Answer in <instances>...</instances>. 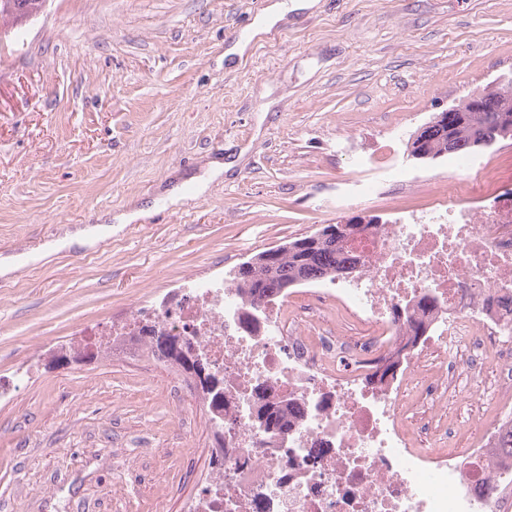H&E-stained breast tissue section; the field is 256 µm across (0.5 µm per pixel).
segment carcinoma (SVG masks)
Returning a JSON list of instances; mask_svg holds the SVG:
<instances>
[{"mask_svg":"<svg viewBox=\"0 0 512 512\" xmlns=\"http://www.w3.org/2000/svg\"><path fill=\"white\" fill-rule=\"evenodd\" d=\"M498 112H464L456 128L449 134L434 133L430 137L412 143V153H421L430 160L469 152L497 124ZM347 239L338 233L315 232L294 239L278 249H264L256 253L247 262L238 266L232 280L235 287L244 294L257 299L285 296L288 289L320 276L343 275L357 267L358 261L346 248ZM434 308L428 298H421L414 306L416 316L396 313L403 317L408 334L395 338L389 355L391 363L384 376L370 374V378L384 381L385 376L394 375L398 366L407 358L404 350L415 347L420 336L427 331L426 314ZM142 345L159 358L178 368L179 371L196 379V385L202 392H211L215 380L208 372L207 363L192 355V348L178 336H171L154 330L139 337Z\"/></svg>","mask_w":512,"mask_h":512,"instance_id":"1","label":"carcinoma"}]
</instances>
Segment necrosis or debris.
Here are the masks:
<instances>
[{
  "mask_svg": "<svg viewBox=\"0 0 512 512\" xmlns=\"http://www.w3.org/2000/svg\"><path fill=\"white\" fill-rule=\"evenodd\" d=\"M347 248L356 272L314 279L308 294L371 326L349 343L292 335L309 305L254 302L231 285L185 289L100 331L103 355L135 347L151 327L182 337L218 372L220 465L193 512H500L499 489L512 483V458L500 454L512 414L483 422L477 447L417 448L402 405L413 367L381 383L366 369L400 330L395 309L428 296L435 309L421 342L448 362L439 388L421 390L417 403L491 357L506 365L495 394H512V315L487 307L512 295V198L480 213L459 201L374 224ZM283 407L284 433L267 422Z\"/></svg>",
  "mask_w": 512,
  "mask_h": 512,
  "instance_id": "obj_1",
  "label": "necrosis or debris"
}]
</instances>
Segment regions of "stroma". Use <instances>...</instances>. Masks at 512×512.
I'll list each match as a JSON object with an SVG mask.
<instances>
[{"mask_svg":"<svg viewBox=\"0 0 512 512\" xmlns=\"http://www.w3.org/2000/svg\"><path fill=\"white\" fill-rule=\"evenodd\" d=\"M270 2L48 0L0 40V512H188L215 446L200 393L140 350L54 353L324 225L453 202L454 157H409L410 137L512 85V0H318L254 33ZM480 154L476 209L512 196V140ZM394 155L395 190L355 187ZM325 330L367 332L322 301L303 331ZM499 369L438 401L452 447L494 412Z\"/></svg>","mask_w":512,"mask_h":512,"instance_id":"1","label":"stroma"}]
</instances>
